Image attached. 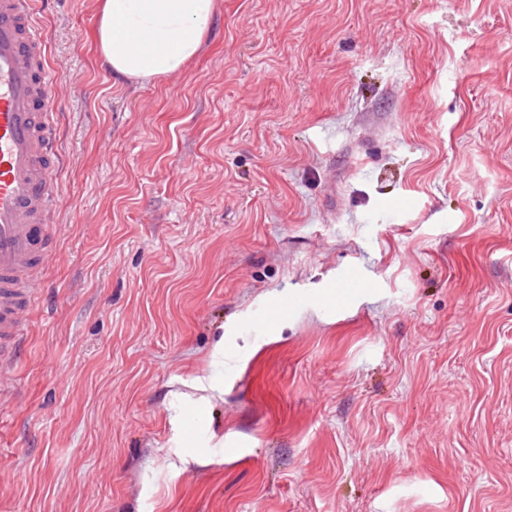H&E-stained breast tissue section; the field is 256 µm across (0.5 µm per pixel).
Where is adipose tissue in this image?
<instances>
[{
	"instance_id": "1",
	"label": "adipose tissue",
	"mask_w": 512,
	"mask_h": 512,
	"mask_svg": "<svg viewBox=\"0 0 512 512\" xmlns=\"http://www.w3.org/2000/svg\"><path fill=\"white\" fill-rule=\"evenodd\" d=\"M215 0H102L98 51L113 74L150 81L198 53Z\"/></svg>"
}]
</instances>
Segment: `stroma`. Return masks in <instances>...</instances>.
Wrapping results in <instances>:
<instances>
[{
    "mask_svg": "<svg viewBox=\"0 0 512 512\" xmlns=\"http://www.w3.org/2000/svg\"><path fill=\"white\" fill-rule=\"evenodd\" d=\"M216 6L140 83L38 0L66 165L0 512H512V0ZM335 292L331 295V300H325L330 308H336V313L343 311L353 297L367 288L366 284L354 279L351 276H342L336 280L334 285Z\"/></svg>",
    "mask_w": 512,
    "mask_h": 512,
    "instance_id": "stroma-1",
    "label": "stroma"
}]
</instances>
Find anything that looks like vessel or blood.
<instances>
[{
	"instance_id": "b4317fda",
	"label": "vessel or blood",
	"mask_w": 512,
	"mask_h": 512,
	"mask_svg": "<svg viewBox=\"0 0 512 512\" xmlns=\"http://www.w3.org/2000/svg\"><path fill=\"white\" fill-rule=\"evenodd\" d=\"M47 50L35 0H0V392L11 384L56 247L59 99ZM364 288L340 277L327 305L344 310Z\"/></svg>"
}]
</instances>
